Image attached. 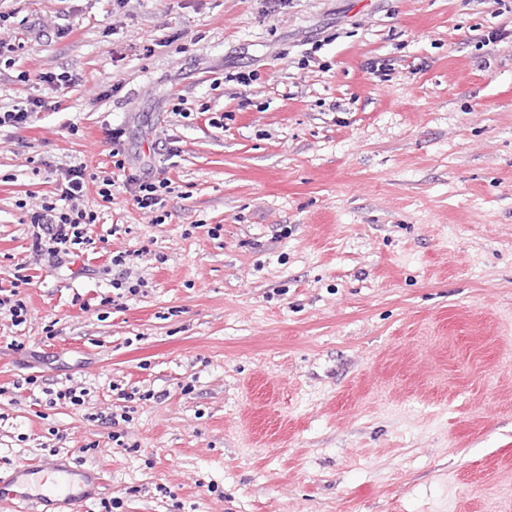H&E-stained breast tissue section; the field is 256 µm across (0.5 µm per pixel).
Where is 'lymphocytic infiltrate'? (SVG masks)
I'll use <instances>...</instances> for the list:
<instances>
[{
  "label": "lymphocytic infiltrate",
  "instance_id": "obj_1",
  "mask_svg": "<svg viewBox=\"0 0 512 512\" xmlns=\"http://www.w3.org/2000/svg\"><path fill=\"white\" fill-rule=\"evenodd\" d=\"M122 130L112 132V170L106 174L89 171L87 166H73L61 171L57 180V194L46 199L38 210L29 212L27 221L34 231L33 247L56 260L65 262L76 255L80 245L88 242V230L97 223L96 211L86 208L81 200L88 189H95L102 202L112 200V191L124 187L134 205L153 213L155 223H163L165 197L170 191L167 178L138 176L129 173L124 149L121 148Z\"/></svg>",
  "mask_w": 512,
  "mask_h": 512
}]
</instances>
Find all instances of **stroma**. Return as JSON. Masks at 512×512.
<instances>
[{
	"label": "stroma",
	"instance_id": "obj_1",
	"mask_svg": "<svg viewBox=\"0 0 512 512\" xmlns=\"http://www.w3.org/2000/svg\"><path fill=\"white\" fill-rule=\"evenodd\" d=\"M0 14V109L45 101L0 129V289L29 310L0 317V476L105 471L86 512H512V0ZM117 126L167 218L88 191L92 243L56 266L25 210L59 169L111 171ZM125 250L149 287L102 304Z\"/></svg>",
	"mask_w": 512,
	"mask_h": 512
}]
</instances>
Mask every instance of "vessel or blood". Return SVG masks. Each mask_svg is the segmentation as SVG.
<instances>
[{"label":"vessel or blood","mask_w":512,"mask_h":512,"mask_svg":"<svg viewBox=\"0 0 512 512\" xmlns=\"http://www.w3.org/2000/svg\"><path fill=\"white\" fill-rule=\"evenodd\" d=\"M102 483L99 471L46 459L19 466L8 479H0V501H14L23 512H39V505L53 495L68 512H83L84 504Z\"/></svg>","instance_id":"vessel-or-blood-1"}]
</instances>
